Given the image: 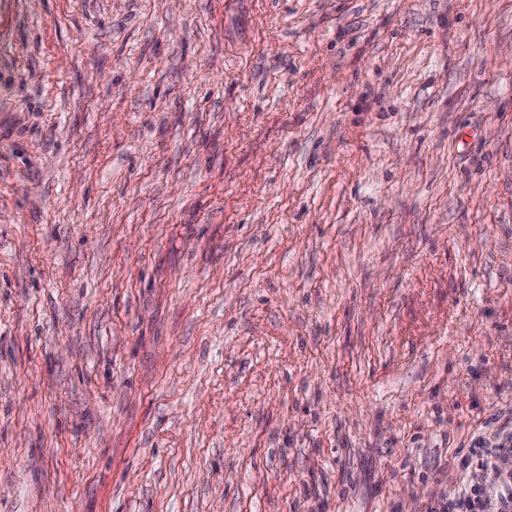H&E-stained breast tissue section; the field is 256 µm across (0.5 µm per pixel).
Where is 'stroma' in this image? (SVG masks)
<instances>
[{
  "label": "stroma",
  "instance_id": "obj_1",
  "mask_svg": "<svg viewBox=\"0 0 512 512\" xmlns=\"http://www.w3.org/2000/svg\"><path fill=\"white\" fill-rule=\"evenodd\" d=\"M512 411V0H0V512H430Z\"/></svg>",
  "mask_w": 512,
  "mask_h": 512
}]
</instances>
